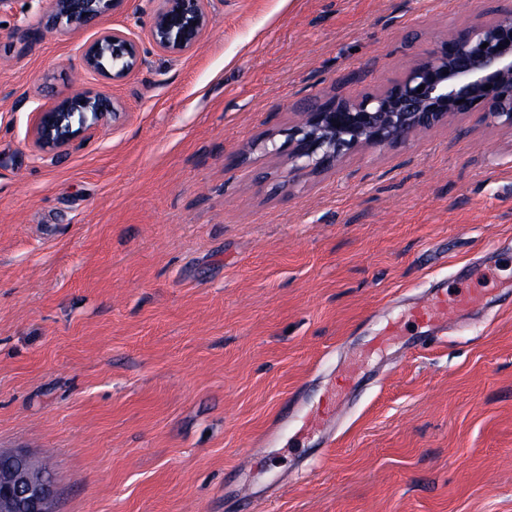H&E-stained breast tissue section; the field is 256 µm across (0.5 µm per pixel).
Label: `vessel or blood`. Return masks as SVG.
<instances>
[{"instance_id": "b4317fda", "label": "vessel or blood", "mask_w": 512, "mask_h": 512, "mask_svg": "<svg viewBox=\"0 0 512 512\" xmlns=\"http://www.w3.org/2000/svg\"><path fill=\"white\" fill-rule=\"evenodd\" d=\"M479 303V298L473 296L452 298L449 297L447 289H435L413 306L406 308L404 319L387 322L376 342L381 346L403 342V326L408 321L425 329L429 339H437L439 333L447 328L458 313ZM366 376L364 367L353 368L348 376L342 378L337 389L313 404L307 402L299 391L289 392L279 403L264 434L249 450L254 463L263 461L265 449L279 447L288 437L293 438L300 447L315 435L323 436L325 444H332L335 434L330 429V423ZM276 487L277 483L273 480L230 482L225 485L224 494L243 505L246 512H257L258 507L268 500Z\"/></svg>"}]
</instances>
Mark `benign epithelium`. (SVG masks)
Here are the masks:
<instances>
[{
  "mask_svg": "<svg viewBox=\"0 0 512 512\" xmlns=\"http://www.w3.org/2000/svg\"><path fill=\"white\" fill-rule=\"evenodd\" d=\"M127 0H51L55 26L78 31L124 9ZM149 39L159 50L198 49L210 24V0H153ZM141 58V45L120 29L99 32L80 50L83 68L114 81L125 79ZM491 89H486V86ZM122 104L85 88L37 102L29 139L34 151L59 157L116 121ZM480 112L492 125L512 129V11L478 21L417 58L398 80L360 99L310 104L288 127L287 139H264L271 155L287 153L292 171H324L364 146L390 147L430 131L448 118ZM56 484L38 457L21 449L0 452V509L55 512Z\"/></svg>",
  "mask_w": 512,
  "mask_h": 512,
  "instance_id": "obj_1",
  "label": "benign epithelium"
}]
</instances>
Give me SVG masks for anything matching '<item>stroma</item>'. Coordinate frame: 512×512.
<instances>
[{
    "label": "stroma",
    "mask_w": 512,
    "mask_h": 512,
    "mask_svg": "<svg viewBox=\"0 0 512 512\" xmlns=\"http://www.w3.org/2000/svg\"><path fill=\"white\" fill-rule=\"evenodd\" d=\"M508 10L212 0L171 55L149 0L75 32L50 0L0 9V450L51 454L56 512H225L288 392L318 401L429 288L512 285V130L458 115L296 174L259 147L301 102L376 93ZM112 27L143 47L119 82L79 61ZM83 87L122 117L41 158L28 98ZM371 363L330 448L270 450L265 512H512V309Z\"/></svg>",
    "instance_id": "obj_1"
}]
</instances>
